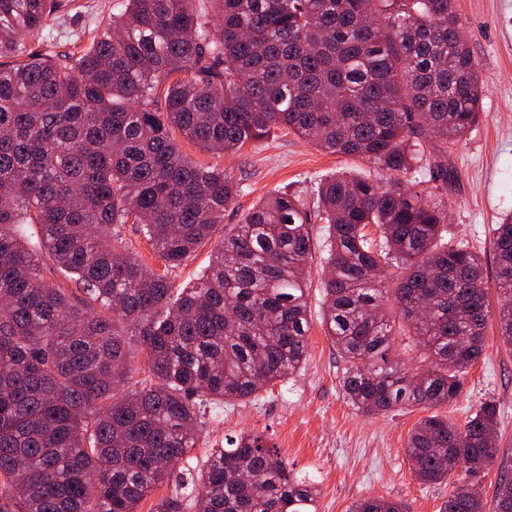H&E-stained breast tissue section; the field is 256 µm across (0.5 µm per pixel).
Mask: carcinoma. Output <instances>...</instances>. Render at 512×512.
Listing matches in <instances>:
<instances>
[{
    "label": "carcinoma",
    "instance_id": "cac0c4a2",
    "mask_svg": "<svg viewBox=\"0 0 512 512\" xmlns=\"http://www.w3.org/2000/svg\"><path fill=\"white\" fill-rule=\"evenodd\" d=\"M126 0L72 53H25L63 0H0V512H137L196 447L211 405L244 401L298 373L315 247L304 201L275 190L211 249L193 288L168 273L223 223L239 184L187 160L176 137L214 155L288 129L358 156L381 183L319 180L329 268L322 321L356 410L386 414L456 400L483 353L484 262L443 242L448 203L400 174L431 137L457 143L486 88L455 0ZM6 58L10 63L4 64ZM132 222L163 261L112 243ZM374 225L379 238L369 237ZM499 333L512 346V215L493 228ZM78 286L45 280L44 259ZM397 303L430 367L391 357L384 306ZM145 375L134 380L130 340ZM135 382V389L125 385ZM498 408L463 426L420 419L405 453L419 480L499 454ZM155 512H317L318 489L242 432ZM457 486L441 512H484ZM350 512H406L384 497ZM492 512H512L501 469Z\"/></svg>",
    "mask_w": 512,
    "mask_h": 512
}]
</instances>
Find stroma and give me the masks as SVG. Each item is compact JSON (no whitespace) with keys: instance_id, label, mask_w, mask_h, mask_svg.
<instances>
[{"instance_id":"35a3bbf8","label":"stroma","mask_w":512,"mask_h":512,"mask_svg":"<svg viewBox=\"0 0 512 512\" xmlns=\"http://www.w3.org/2000/svg\"><path fill=\"white\" fill-rule=\"evenodd\" d=\"M117 2L72 0L42 32L26 38L28 52L72 51L74 35L91 37L111 17ZM456 9L488 91L478 121L459 143L446 147L433 139L424 148L448 169L442 195L448 203L449 238L467 242L488 262L492 228L512 213V0H457ZM180 146L188 160L224 169L241 187L215 229L217 240L274 190L288 189L310 206L319 177L333 171L386 178L364 159L326 154L285 130L221 157L186 140ZM321 278L320 264H313L308 281L311 329L303 369L250 401L206 408L196 448L176 465L170 481L140 503L138 512H153L211 449L243 431L264 434L292 471L316 483L318 512H348L355 501L376 496L402 501L410 512H439L454 487L469 479L460 468L437 484L416 477L404 448L414 425L427 415L423 408L367 416L346 401L340 387L344 362L322 325ZM489 400L499 409L500 460L469 479L488 504L501 464L512 465V347L503 344L493 322L483 355L469 368L460 397L438 412L461 426Z\"/></svg>"}]
</instances>
